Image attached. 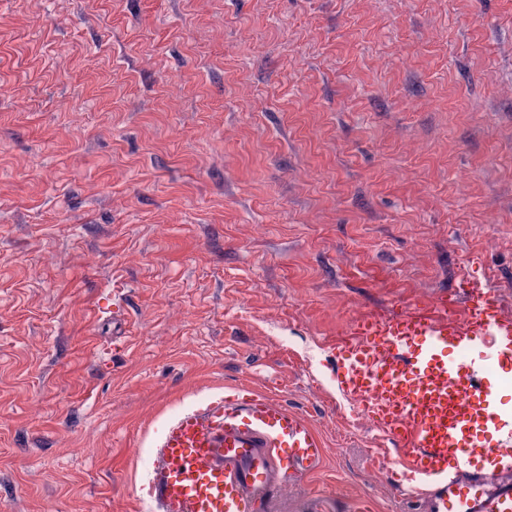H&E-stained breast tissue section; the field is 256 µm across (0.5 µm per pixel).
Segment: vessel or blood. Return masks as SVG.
Segmentation results:
<instances>
[{
    "label": "vessel or blood",
    "instance_id": "obj_1",
    "mask_svg": "<svg viewBox=\"0 0 512 512\" xmlns=\"http://www.w3.org/2000/svg\"><path fill=\"white\" fill-rule=\"evenodd\" d=\"M354 410L399 453L421 512H512V413L494 385L512 363V313L481 289L362 314L338 344ZM153 446L155 512H271L325 455L313 425L248 386L186 410Z\"/></svg>",
    "mask_w": 512,
    "mask_h": 512
}]
</instances>
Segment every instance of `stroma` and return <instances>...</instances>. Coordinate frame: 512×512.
Wrapping results in <instances>:
<instances>
[{
    "mask_svg": "<svg viewBox=\"0 0 512 512\" xmlns=\"http://www.w3.org/2000/svg\"><path fill=\"white\" fill-rule=\"evenodd\" d=\"M1 84L0 512H149L156 431L241 382L326 442L272 512H413L334 344L512 311V0H0Z\"/></svg>",
    "mask_w": 512,
    "mask_h": 512,
    "instance_id": "1",
    "label": "stroma"
}]
</instances>
